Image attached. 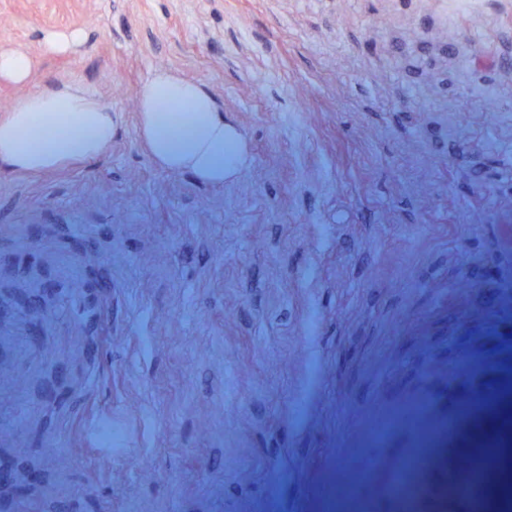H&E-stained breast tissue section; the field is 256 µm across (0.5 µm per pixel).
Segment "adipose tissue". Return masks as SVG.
I'll return each instance as SVG.
<instances>
[{
    "label": "adipose tissue",
    "mask_w": 512,
    "mask_h": 512,
    "mask_svg": "<svg viewBox=\"0 0 512 512\" xmlns=\"http://www.w3.org/2000/svg\"><path fill=\"white\" fill-rule=\"evenodd\" d=\"M190 108L182 128L173 109ZM140 132L151 157L170 171H188L207 185L223 184L240 165L238 131L224 120L216 98L175 71L152 75L138 98ZM112 143V112L79 78L32 91L0 114V168L44 173L90 160Z\"/></svg>",
    "instance_id": "obj_1"
}]
</instances>
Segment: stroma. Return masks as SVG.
I'll use <instances>...</instances> for the list:
<instances>
[{"mask_svg": "<svg viewBox=\"0 0 512 512\" xmlns=\"http://www.w3.org/2000/svg\"><path fill=\"white\" fill-rule=\"evenodd\" d=\"M54 27L88 38L48 57ZM0 46L37 62L0 108L78 76L114 125L0 169V452L41 477L0 512H305L406 394L448 425L408 512L486 436L512 455V0H0ZM159 69L238 130L223 185L146 149Z\"/></svg>", "mask_w": 512, "mask_h": 512, "instance_id": "1", "label": "stroma"}]
</instances>
